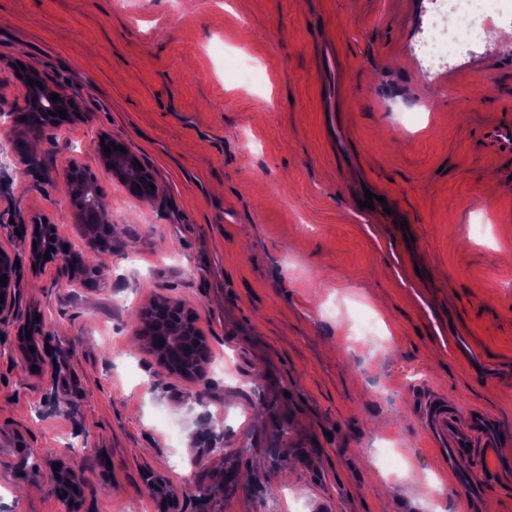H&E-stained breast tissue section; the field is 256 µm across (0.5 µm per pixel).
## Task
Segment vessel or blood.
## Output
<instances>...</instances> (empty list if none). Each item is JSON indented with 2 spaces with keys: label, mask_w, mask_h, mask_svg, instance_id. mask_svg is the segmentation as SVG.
Wrapping results in <instances>:
<instances>
[{
  "label": "vessel or blood",
  "mask_w": 512,
  "mask_h": 512,
  "mask_svg": "<svg viewBox=\"0 0 512 512\" xmlns=\"http://www.w3.org/2000/svg\"><path fill=\"white\" fill-rule=\"evenodd\" d=\"M422 417L433 436L448 444L451 453L459 460L480 465L483 449L492 445L493 435L485 416L473 417L463 424L449 412L446 404L441 403L426 406Z\"/></svg>",
  "instance_id": "vessel-or-blood-1"
}]
</instances>
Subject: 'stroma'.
<instances>
[{
	"label": "stroma",
	"instance_id": "obj_1",
	"mask_svg": "<svg viewBox=\"0 0 512 512\" xmlns=\"http://www.w3.org/2000/svg\"><path fill=\"white\" fill-rule=\"evenodd\" d=\"M426 7L0 0V244L19 261V315L40 317L58 364L44 378L0 324V512H512V155L482 136L512 123V42L427 80L411 52ZM228 55L263 81L225 72ZM24 67L75 92L80 117L23 123ZM396 100L420 107L406 125ZM103 133L160 191L142 200L97 172L102 252L62 171L95 167ZM367 191L388 211L362 214ZM42 221L109 278L65 288L57 260L32 270ZM161 300L198 315L229 377L156 362L138 330ZM363 314L381 343L358 336ZM433 394L488 416L492 481L422 426ZM388 437L392 471L373 459ZM57 463L82 494L61 493Z\"/></svg>",
	"mask_w": 512,
	"mask_h": 512
}]
</instances>
